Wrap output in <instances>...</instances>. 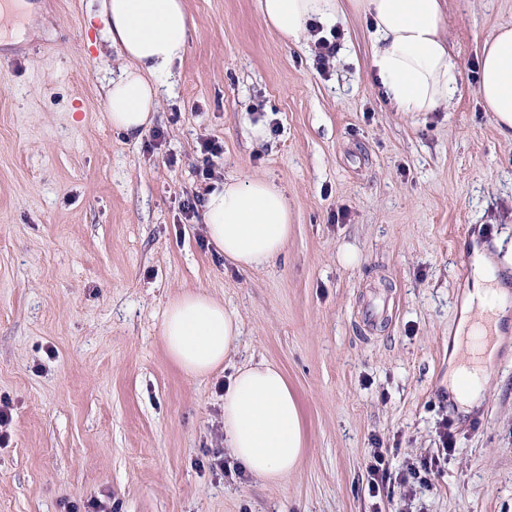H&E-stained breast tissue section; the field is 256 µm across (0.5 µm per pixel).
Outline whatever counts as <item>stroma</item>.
I'll return each mask as SVG.
<instances>
[{
	"label": "stroma",
	"mask_w": 512,
	"mask_h": 512,
	"mask_svg": "<svg viewBox=\"0 0 512 512\" xmlns=\"http://www.w3.org/2000/svg\"><path fill=\"white\" fill-rule=\"evenodd\" d=\"M30 2L0 23V512H512V317L479 406L462 413L448 393L472 248L512 287V140L475 72L512 0H448L462 94L411 114L375 91L362 16L348 14L322 74L313 40L282 42L258 0H185L184 58L137 143L107 118L121 61L100 0ZM16 28L22 41L6 43ZM210 137L224 146L215 182L256 175L284 191L288 244L263 269H236L184 218ZM197 290L242 332L225 368L193 378L161 324ZM263 359L305 433L278 485L243 471L224 437V384ZM378 448L394 473L441 465L373 498Z\"/></svg>",
	"instance_id": "35a3bbf8"
}]
</instances>
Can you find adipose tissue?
I'll return each instance as SVG.
<instances>
[{
    "instance_id": "1",
    "label": "adipose tissue",
    "mask_w": 512,
    "mask_h": 512,
    "mask_svg": "<svg viewBox=\"0 0 512 512\" xmlns=\"http://www.w3.org/2000/svg\"><path fill=\"white\" fill-rule=\"evenodd\" d=\"M446 0H260L269 28L299 43L317 25L330 30L347 12L367 17L370 68L376 89L396 112H435L459 99V66L449 48ZM108 38L124 60L106 92L113 128L139 140L160 103L161 89L183 60L191 20L183 0H101ZM476 92L501 135L512 138V27H500L478 61ZM210 241L239 269L258 270L282 254L290 233L285 194L262 177L228 179L205 196ZM453 338L448 388L460 409H471L484 366L500 338L488 335L512 312V291L480 249ZM241 331L238 315L202 291L173 299L164 314L162 341L188 376H205L228 360ZM224 431L234 458L254 476L277 484L304 454L296 398L281 371L262 360L241 366L224 386Z\"/></svg>"
}]
</instances>
